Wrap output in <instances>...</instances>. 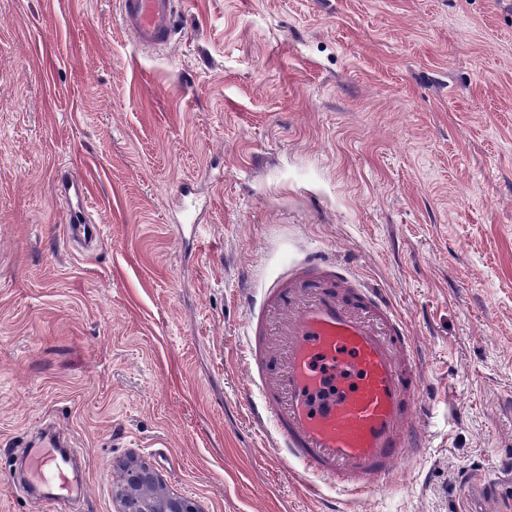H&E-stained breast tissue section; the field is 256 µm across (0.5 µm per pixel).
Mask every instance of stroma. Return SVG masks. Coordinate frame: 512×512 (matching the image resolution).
Segmentation results:
<instances>
[{
  "label": "stroma",
  "instance_id": "35a3bbf8",
  "mask_svg": "<svg viewBox=\"0 0 512 512\" xmlns=\"http://www.w3.org/2000/svg\"><path fill=\"white\" fill-rule=\"evenodd\" d=\"M311 251L420 357L424 446L361 497L313 495L249 416L247 303ZM47 425L61 504L19 491ZM132 453L201 512L512 504V0H178L162 53L117 0H0V512H116ZM58 186L60 193L65 196H74L76 203L69 205V212L71 220L77 218L78 214H84L87 209L88 198L86 187L82 183H75L69 181L68 178L63 174L61 175ZM66 240L69 243L81 242L87 246L98 244L100 240L99 227L95 224H67Z\"/></svg>",
  "mask_w": 512,
  "mask_h": 512
}]
</instances>
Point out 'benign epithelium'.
Wrapping results in <instances>:
<instances>
[{
  "instance_id": "benign-epithelium-1",
  "label": "benign epithelium",
  "mask_w": 512,
  "mask_h": 512,
  "mask_svg": "<svg viewBox=\"0 0 512 512\" xmlns=\"http://www.w3.org/2000/svg\"><path fill=\"white\" fill-rule=\"evenodd\" d=\"M121 468L116 489L119 512H200L192 502L167 491L161 475L145 461L130 456Z\"/></svg>"
}]
</instances>
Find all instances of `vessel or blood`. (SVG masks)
Returning a JSON list of instances; mask_svg holds the SVG:
<instances>
[{
    "instance_id": "b4317fda",
    "label": "vessel or blood",
    "mask_w": 512,
    "mask_h": 512,
    "mask_svg": "<svg viewBox=\"0 0 512 512\" xmlns=\"http://www.w3.org/2000/svg\"><path fill=\"white\" fill-rule=\"evenodd\" d=\"M175 0H118L123 29L142 48L167 50ZM71 216L85 213L83 184L60 177ZM67 242L99 243L97 225L66 227ZM249 410L270 421L281 464L296 463L345 495L365 493L418 447L413 424L424 390L412 338L381 289L355 285L335 261L307 255L286 268L245 326ZM45 436L29 457L31 484L64 501L68 461Z\"/></svg>"
}]
</instances>
